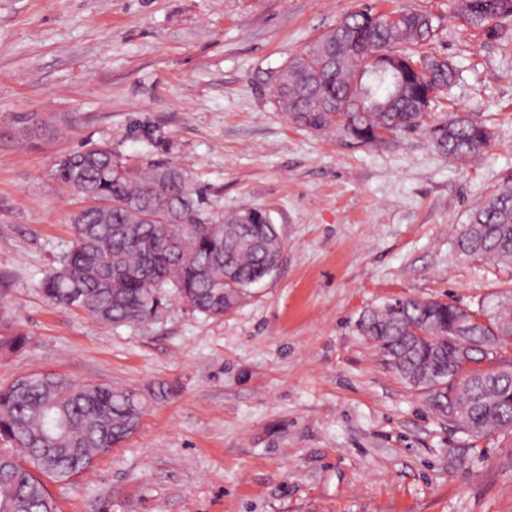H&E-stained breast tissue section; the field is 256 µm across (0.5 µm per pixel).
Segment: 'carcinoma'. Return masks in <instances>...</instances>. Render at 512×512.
Wrapping results in <instances>:
<instances>
[{
  "instance_id": "obj_1",
  "label": "carcinoma",
  "mask_w": 512,
  "mask_h": 512,
  "mask_svg": "<svg viewBox=\"0 0 512 512\" xmlns=\"http://www.w3.org/2000/svg\"><path fill=\"white\" fill-rule=\"evenodd\" d=\"M465 23L490 38L492 21L512 16V0H460ZM436 33L433 16L404 6L381 12L372 6L341 16L304 52L288 60L275 83L276 102L299 127L336 131L346 140L377 145L407 129H422L433 147L460 165L488 148L491 132L481 121L454 117L428 126L426 108L454 78L446 59L414 49ZM389 50L399 56L400 76L379 70L355 82L362 60ZM57 181L94 202L73 216L74 245L61 267L40 283L52 305L100 322L140 324L167 307L173 291L190 311L208 318L228 312L224 294L243 300L244 290L270 276L281 240L267 211L248 207L210 217L209 200L182 168L153 161L129 168L98 146L63 157ZM458 249L512 264V174L474 208ZM457 329L455 307L436 300L404 299L399 313L382 304L367 309L358 330L374 341L405 383L433 376L448 382V332ZM475 375L458 395L478 441L512 422V369H490L486 337L498 346L512 336V307L493 326L464 330ZM27 336L0 334V357L21 351ZM169 387L112 388L76 385L39 373L0 387V512H56L47 481L68 484L96 459L136 433L149 406ZM438 418L452 406L442 392L426 395Z\"/></svg>"
}]
</instances>
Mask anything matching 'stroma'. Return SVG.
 I'll use <instances>...</instances> for the list:
<instances>
[{"label": "stroma", "mask_w": 512, "mask_h": 512, "mask_svg": "<svg viewBox=\"0 0 512 512\" xmlns=\"http://www.w3.org/2000/svg\"><path fill=\"white\" fill-rule=\"evenodd\" d=\"M423 9V51L456 69L427 123L485 120L460 165L421 132L357 146L297 127L274 81L343 14ZM458 0H0V322L27 347L0 385L39 371L77 383L163 382L138 431L70 485L58 512H512V430L472 441L425 405L357 321L396 297L495 318L512 265L463 254L475 207L512 172V18L466 28ZM109 146L164 160L219 218L268 211L280 265L220 318L178 300L155 320L101 324L38 285L72 245L81 198L56 162Z\"/></svg>", "instance_id": "obj_1"}]
</instances>
